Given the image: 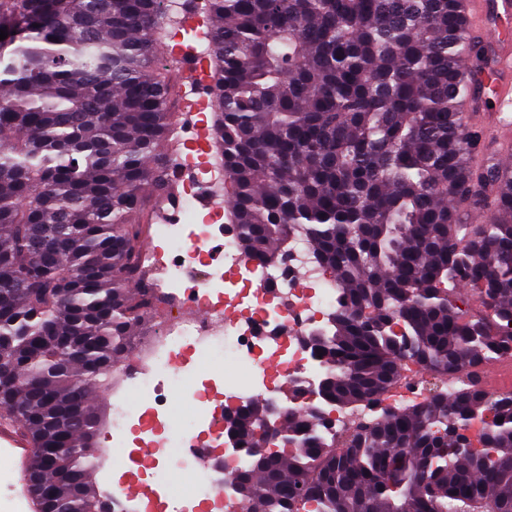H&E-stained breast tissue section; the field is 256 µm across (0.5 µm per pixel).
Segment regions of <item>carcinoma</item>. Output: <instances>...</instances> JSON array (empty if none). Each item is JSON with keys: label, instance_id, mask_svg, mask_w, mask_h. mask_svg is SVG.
<instances>
[{"label": "carcinoma", "instance_id": "carcinoma-1", "mask_svg": "<svg viewBox=\"0 0 512 512\" xmlns=\"http://www.w3.org/2000/svg\"><path fill=\"white\" fill-rule=\"evenodd\" d=\"M164 2L0 0V408L49 512L99 510L88 394L160 300L141 242L178 195L161 60L186 19L210 49L240 249L280 263L301 236L342 295L303 335L325 408L236 414L259 449L233 477L243 512H512V393L477 379L512 356V169L461 111L484 94L462 59L486 64L462 0ZM462 288L487 315L461 316ZM476 422L464 455L454 429Z\"/></svg>", "mask_w": 512, "mask_h": 512}]
</instances>
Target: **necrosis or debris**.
<instances>
[{
	"instance_id": "1",
	"label": "necrosis or debris",
	"mask_w": 512,
	"mask_h": 512,
	"mask_svg": "<svg viewBox=\"0 0 512 512\" xmlns=\"http://www.w3.org/2000/svg\"><path fill=\"white\" fill-rule=\"evenodd\" d=\"M186 139L190 151L179 163L193 175L183 187L179 216L159 229L164 252L148 258L163 270L177 314L155 323L147 338L150 355L126 366L131 387L145 401L143 411L134 412L121 398L112 404L113 446L125 447L135 431L156 450L140 469L128 470V479H138L145 469L153 480L142 501L113 497L115 512H241L229 493L240 456L227 457L219 475L207 463L209 450L223 442L224 409L261 395L285 410L316 406L310 388L319 366L299 338L341 305L305 239L291 242L283 265L246 257L234 234L215 242L213 228L224 223V207L217 201L224 170L201 157L202 124H195ZM203 198L214 204L199 218L194 205ZM219 357L231 361V368L200 379V367ZM172 394L191 401L190 416L170 418ZM176 471L191 479L190 498L170 492Z\"/></svg>"
}]
</instances>
